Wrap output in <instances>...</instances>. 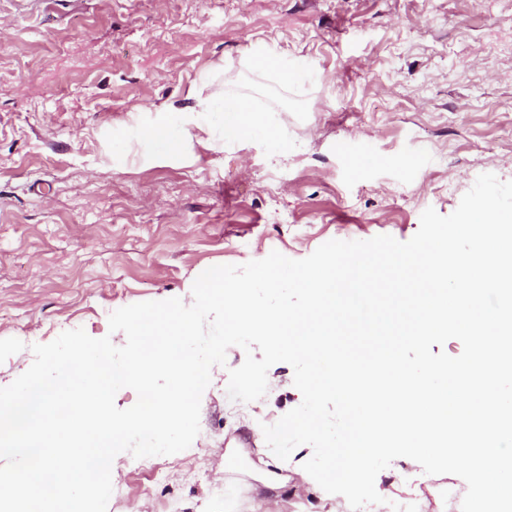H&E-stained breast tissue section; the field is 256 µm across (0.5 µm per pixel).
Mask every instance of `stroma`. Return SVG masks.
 I'll return each mask as SVG.
<instances>
[{"label": "stroma", "mask_w": 512, "mask_h": 512, "mask_svg": "<svg viewBox=\"0 0 512 512\" xmlns=\"http://www.w3.org/2000/svg\"><path fill=\"white\" fill-rule=\"evenodd\" d=\"M223 96L265 133L223 142L201 106ZM195 120L179 156L147 136ZM483 173L512 181V0H0V387L34 360L21 335L123 346L119 308L192 304L207 268L274 251L408 241ZM244 360L230 347L202 395L201 456L157 483L121 453L107 512H224L212 485L249 481L224 445L258 459L302 402L286 363L231 400Z\"/></svg>", "instance_id": "1"}]
</instances>
